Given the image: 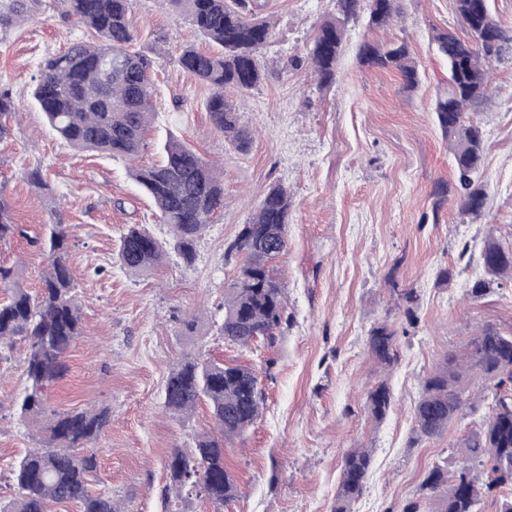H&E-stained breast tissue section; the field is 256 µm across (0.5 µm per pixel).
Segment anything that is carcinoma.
I'll return each instance as SVG.
<instances>
[{
  "mask_svg": "<svg viewBox=\"0 0 512 512\" xmlns=\"http://www.w3.org/2000/svg\"><path fill=\"white\" fill-rule=\"evenodd\" d=\"M128 2L59 0L61 14L84 28L86 37L40 65L32 98L53 133L70 146L134 160L145 149V133L156 115L157 88L150 77L151 56L133 49L136 31ZM167 2L188 18L195 33L215 44L216 49L209 51L188 44L175 63L211 89L205 109L214 129L238 151H247L252 132L239 123L226 92L245 95L267 79L262 54L272 37V24L261 16L255 0ZM402 2L336 0V14L322 22L307 49L306 59L317 83L335 82L350 20L364 13L369 29H382L400 16ZM454 5L468 38L450 32L435 36L437 50L448 62V92L438 99L435 112L454 157L459 216L478 219L489 199L481 180L484 138L481 122L468 107L488 99L486 62L498 57L504 45H512V33L493 18L488 0H454ZM27 7L28 0H10L7 9H0V26L25 17ZM108 51L117 64L105 82L98 60ZM359 57L372 67L395 68L411 88L418 84L417 66L405 42L366 41ZM15 108L11 92L1 89L0 140L10 135ZM162 153L160 163L135 167L132 173L173 236L162 241L142 224L128 226L119 248L121 266L128 271L158 267L171 249L192 262L197 241L224 207V181L211 162L175 138L165 141ZM290 217L288 189L273 184L243 225L234 247L245 261L234 286L224 293L220 326L224 344L245 348L258 340H272L288 324L284 288L271 263L288 248ZM22 235L10 203L0 195V242ZM70 236L62 212H54L44 240L48 268L34 296L21 286L15 268L0 265V285L11 289L10 299L0 303V344L17 337L27 341L21 417H47L42 446L28 450L12 470L16 494L0 506V512H49L51 504L70 501L80 504V512H121L111 493L89 489L88 477L97 461L95 455L83 453L105 433L110 410L56 412L47 406V389L63 375L65 354L82 330V309L70 267ZM481 265L485 278L473 283L470 294L474 297L486 293L496 281H512V243L487 240ZM368 347L383 367L395 364V332L387 325L372 328ZM470 375L488 382L483 399L491 401L488 418L456 444L471 466L452 475L439 465L434 467L424 487L437 506L410 504L402 512H481L483 489L512 484V335L484 328L468 342L463 355H449L445 365L425 378L413 412L415 430L431 439L461 422L467 416L465 408L474 407ZM258 382L252 368L192 357L171 368L164 387L165 409L180 418L205 401L214 432L198 434L192 448L170 451L164 462L165 503L181 499L190 484L200 488L213 512H224V506L237 497L236 479L224 463V441L243 435L260 416L263 393ZM391 403L392 394L384 382L368 393V409L377 422L386 417ZM372 458L371 448H353L344 454L333 512H351L366 489Z\"/></svg>",
  "mask_w": 512,
  "mask_h": 512,
  "instance_id": "carcinoma-1",
  "label": "carcinoma"
}]
</instances>
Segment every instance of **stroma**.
Wrapping results in <instances>:
<instances>
[{
  "instance_id": "stroma-1",
  "label": "stroma",
  "mask_w": 512,
  "mask_h": 512,
  "mask_svg": "<svg viewBox=\"0 0 512 512\" xmlns=\"http://www.w3.org/2000/svg\"><path fill=\"white\" fill-rule=\"evenodd\" d=\"M137 45L154 52L156 117L142 163L158 160L168 137L196 148L223 172L224 210L187 264L176 253L155 270L121 268L119 238L132 224L171 237L128 165L72 149L47 127L31 97L42 62L80 38L57 0H34L28 18L0 27V86L18 112L0 141V194L24 236L0 242V264L13 266L29 291L40 286L47 253L38 246L54 210L73 226L71 267L83 331L65 357L66 371L49 391L59 411L109 408L111 421L93 448L95 491L111 492L126 512H165L163 462L192 446L212 423L205 408L175 419L164 408L170 368L201 356L254 368L265 392L261 415L224 444V462L240 489L224 512H331L342 458L373 451V468L352 512H400L425 495L437 465L466 466L455 441L490 411L478 402L470 418L441 436L421 438L413 421L422 382L464 350L482 328L512 335V282L470 295L483 275L488 238L512 243V54L493 64L491 100L476 106L485 130L482 179L489 208L461 220L453 194L452 155L434 110L448 90V66L433 42L448 30L465 35L453 0H403L393 26H348L335 84L318 87L301 65L334 0H265L275 25L264 50L271 73L239 105L253 131L247 152L217 132L205 110L210 90L179 68L172 54L193 42L185 17L168 0H130ZM407 41L419 83L406 87L394 69L362 65L363 42ZM39 169L42 188L27 178ZM291 194L288 249L274 262L289 323L275 343L225 345L219 334L224 290L244 256L234 243L268 188ZM417 300L406 304L403 290ZM396 332L397 362L382 368L368 347L371 329ZM24 342L0 349V501L15 495L11 470L40 438L42 419H24L17 403L27 385ZM387 383L393 396L382 423L366 394Z\"/></svg>"
}]
</instances>
